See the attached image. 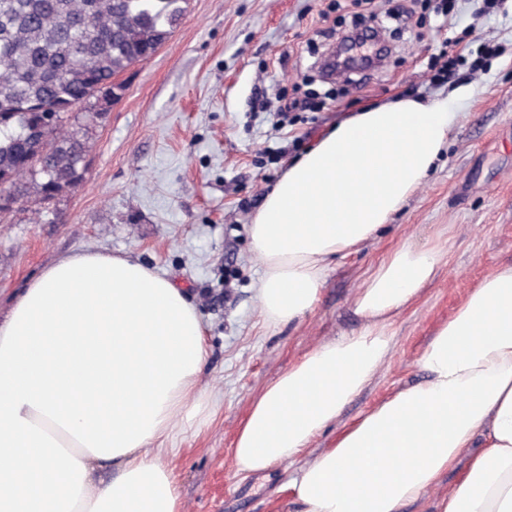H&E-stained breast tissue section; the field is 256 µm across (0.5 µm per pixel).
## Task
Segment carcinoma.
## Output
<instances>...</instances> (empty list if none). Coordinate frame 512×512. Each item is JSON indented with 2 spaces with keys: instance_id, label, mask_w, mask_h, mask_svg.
<instances>
[{
  "instance_id": "obj_1",
  "label": "carcinoma",
  "mask_w": 512,
  "mask_h": 512,
  "mask_svg": "<svg viewBox=\"0 0 512 512\" xmlns=\"http://www.w3.org/2000/svg\"><path fill=\"white\" fill-rule=\"evenodd\" d=\"M185 0H0V177L34 214L78 187L120 74L150 58ZM57 115L46 121V113Z\"/></svg>"
}]
</instances>
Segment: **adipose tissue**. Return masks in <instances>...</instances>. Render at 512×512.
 <instances>
[{
    "label": "adipose tissue",
    "mask_w": 512,
    "mask_h": 512,
    "mask_svg": "<svg viewBox=\"0 0 512 512\" xmlns=\"http://www.w3.org/2000/svg\"><path fill=\"white\" fill-rule=\"evenodd\" d=\"M456 119L443 101L381 103L289 163L250 229L268 322L312 310L327 259L368 243L416 192ZM441 258L404 245L381 260L355 293L361 328L317 345L253 398L234 441L240 471L295 465L287 487L300 512H403L451 472L460 479L433 512H512V266L437 329L423 381L305 458L390 357L394 317ZM206 361L185 289L98 250L49 265L0 316V512H181L166 442L211 416ZM103 467L115 470L104 482Z\"/></svg>",
    "instance_id": "adipose-tissue-1"
}]
</instances>
